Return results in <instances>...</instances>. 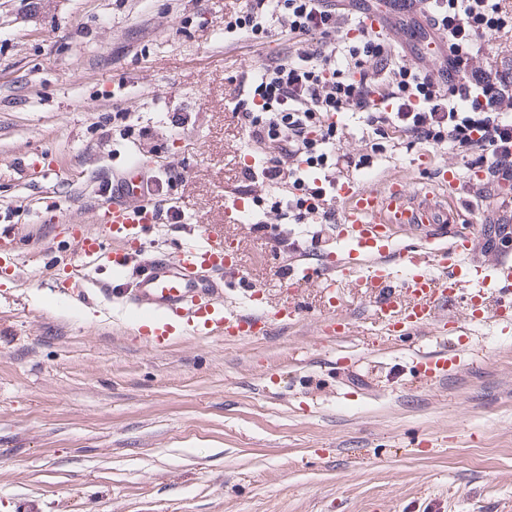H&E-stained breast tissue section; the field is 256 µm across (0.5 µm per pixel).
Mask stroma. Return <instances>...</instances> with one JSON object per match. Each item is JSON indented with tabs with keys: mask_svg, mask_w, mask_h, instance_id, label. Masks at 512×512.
Returning <instances> with one entry per match:
<instances>
[{
	"mask_svg": "<svg viewBox=\"0 0 512 512\" xmlns=\"http://www.w3.org/2000/svg\"><path fill=\"white\" fill-rule=\"evenodd\" d=\"M224 2L0 0V512H512V318L462 331L455 307L442 335L384 334L366 275L332 311L289 274L345 255L339 225L225 222L227 194H261L228 105L261 56L225 36ZM422 151H384L373 173L421 181ZM135 162L182 214L148 251L205 226L238 259L225 297L307 317L242 343L178 322L157 349L67 283L74 231L100 232ZM449 342L458 367L419 382L417 354Z\"/></svg>",
	"mask_w": 512,
	"mask_h": 512,
	"instance_id": "1",
	"label": "stroma"
}]
</instances>
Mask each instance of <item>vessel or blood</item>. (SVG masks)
Wrapping results in <instances>:
<instances>
[{"mask_svg":"<svg viewBox=\"0 0 512 512\" xmlns=\"http://www.w3.org/2000/svg\"><path fill=\"white\" fill-rule=\"evenodd\" d=\"M436 175L448 189V198L453 202L450 209H438L429 192L412 193L407 181L400 177L389 178L380 187L352 179L338 187L343 201L338 216L343 237L360 250L363 260L358 263L351 257H339L319 270L303 268V280L316 283L327 306H335L339 282L353 276L363 265L380 285L374 310L376 322L393 333H420L437 327L442 310L454 302L461 290L467 293L468 321L499 320L512 312V272L503 271L500 288H491L483 269L466 262L463 242L447 244L440 240L438 227L459 223L463 213L455 205L460 185L457 173L442 167ZM144 191L140 167L126 168L119 178V190L106 210L102 234L75 237L79 262L69 270V278H87L100 261L111 263L120 282L119 288L112 291L113 298L123 302L134 316L154 321L152 341L158 345L169 339L166 321L170 318L193 324L196 333L236 340L268 336L302 321L305 307L299 303L270 314L221 303L215 283L206 280L204 273L220 269L235 277L239 267L234 257L225 253L223 239L205 229H198L195 237L182 243L174 255L148 252L144 235L146 229L156 226L157 212L139 203ZM397 225L426 232L430 246L428 255L409 250L401 256L405 268L401 286L409 297L405 304L389 288L394 270L383 259L384 252L392 247L391 231ZM108 240L112 241L113 250H105ZM453 364V357L445 353L418 354V377L424 381L439 378Z\"/></svg>","mask_w":512,"mask_h":512,"instance_id":"vessel-or-blood-1","label":"vessel or blood"}]
</instances>
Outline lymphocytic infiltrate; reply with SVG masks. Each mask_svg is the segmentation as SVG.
<instances>
[{
  "mask_svg": "<svg viewBox=\"0 0 512 512\" xmlns=\"http://www.w3.org/2000/svg\"><path fill=\"white\" fill-rule=\"evenodd\" d=\"M226 33L257 44L279 36L231 103L250 145L252 183L273 189L267 219L336 221V184L373 164L382 143L451 152L485 174L497 221L512 223V69L477 63L475 52L512 35L502 0H236ZM385 10L413 42L360 31L366 13ZM359 122L362 151H344L347 118Z\"/></svg>",
  "mask_w": 512,
  "mask_h": 512,
  "instance_id": "f902f5d3",
  "label": "lymphocytic infiltrate"
}]
</instances>
